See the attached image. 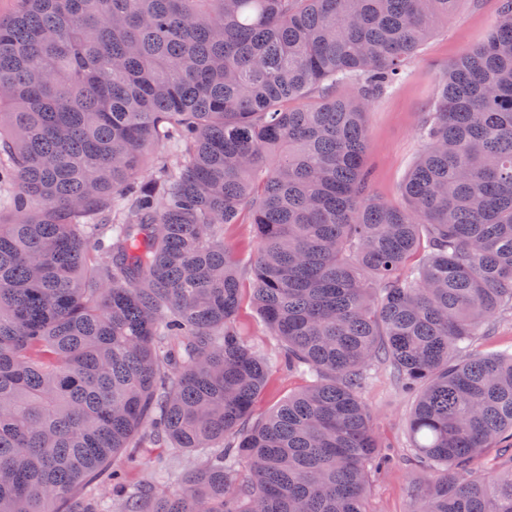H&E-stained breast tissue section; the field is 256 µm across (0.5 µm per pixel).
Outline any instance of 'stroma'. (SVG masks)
I'll use <instances>...</instances> for the list:
<instances>
[{"label":"stroma","instance_id":"stroma-1","mask_svg":"<svg viewBox=\"0 0 512 512\" xmlns=\"http://www.w3.org/2000/svg\"><path fill=\"white\" fill-rule=\"evenodd\" d=\"M497 9L498 0H459L447 24L438 28L406 63L401 82L370 105L365 166L370 173L372 192L382 203H401L403 183L425 147L419 125L423 113L432 105L439 77L452 59L485 39ZM224 243L241 266L242 301L237 327L243 339L271 365L253 409L254 417L258 418L303 389L307 380L281 364L280 343L266 331L253 303L250 263L257 251V239L252 225H225ZM362 400L371 414L379 442L393 459L390 468L371 476L367 508L369 512H410L413 493L429 473L412 446L408 428L415 399L400 388L390 369L381 365L375 368ZM161 456L174 462L172 481L165 486L169 492L198 463L192 454L145 448L137 463L127 470L128 482L140 485L151 480Z\"/></svg>","mask_w":512,"mask_h":512}]
</instances>
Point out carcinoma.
Masks as SVG:
<instances>
[{
    "mask_svg": "<svg viewBox=\"0 0 512 512\" xmlns=\"http://www.w3.org/2000/svg\"><path fill=\"white\" fill-rule=\"evenodd\" d=\"M0 17V512H368L385 463L361 394L416 392L410 512H512V0L448 63L404 205L371 192L368 106L458 0H14ZM313 102H307V99ZM307 387L250 421L224 225ZM146 438L204 454L122 484ZM246 459L250 477L236 469ZM491 336L481 338L477 342L478 349L483 352H494L503 349L512 342V312L496 315L490 322Z\"/></svg>",
    "mask_w": 512,
    "mask_h": 512,
    "instance_id": "carcinoma-1",
    "label": "carcinoma"
}]
</instances>
